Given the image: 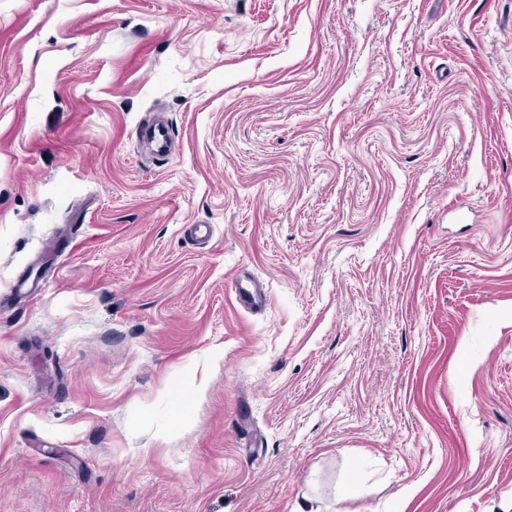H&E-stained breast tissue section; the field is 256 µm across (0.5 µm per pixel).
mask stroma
I'll return each instance as SVG.
<instances>
[{
    "label": "stroma",
    "instance_id": "stroma-1",
    "mask_svg": "<svg viewBox=\"0 0 512 512\" xmlns=\"http://www.w3.org/2000/svg\"><path fill=\"white\" fill-rule=\"evenodd\" d=\"M307 496L512 512V0H0V512Z\"/></svg>",
    "mask_w": 512,
    "mask_h": 512
}]
</instances>
